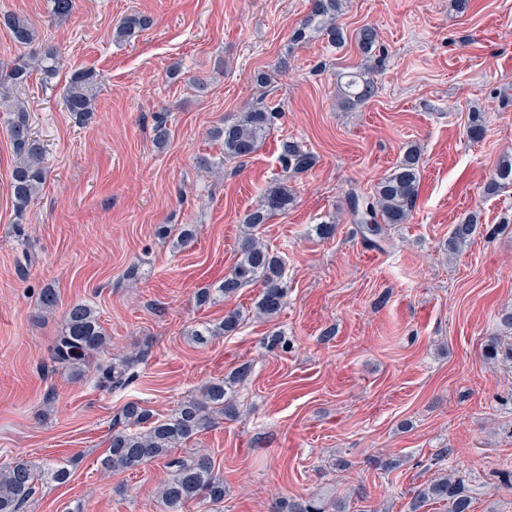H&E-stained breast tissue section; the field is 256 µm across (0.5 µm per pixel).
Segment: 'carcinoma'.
Instances as JSON below:
<instances>
[{
  "label": "carcinoma",
  "mask_w": 512,
  "mask_h": 512,
  "mask_svg": "<svg viewBox=\"0 0 512 512\" xmlns=\"http://www.w3.org/2000/svg\"><path fill=\"white\" fill-rule=\"evenodd\" d=\"M343 7L342 0H308L307 14L292 34L295 42H304L313 33L327 39L330 46L339 48L346 43L347 34L337 23ZM75 0H51V13L55 20L62 22L73 13ZM12 34L14 41L28 48L38 40V34L25 19L15 15L0 17ZM150 21L139 15L123 19L116 29L119 39L130 38L146 29ZM355 41L366 56H370L379 44L378 32L370 25H363L355 33ZM59 65L57 53L50 49L21 55L6 70L5 78L14 85L27 81L34 70L53 74ZM340 83L339 104L350 107L372 98L375 85L367 77L366 70L344 74ZM97 78L90 69L72 67L69 87L64 96L66 110L81 120L94 111ZM277 112L267 107H254L241 114L231 124L218 127L211 132L213 138L224 144V157L230 159L248 158L265 141L274 125ZM485 133V117L474 112L469 118L467 134L479 140ZM9 134L19 164L12 172L11 191L16 211L23 212L32 202L45 180L43 158L45 149L40 139L34 135L29 122L27 108L17 103L10 110ZM279 162L283 169L294 174H302L316 164L314 154L292 139L280 142ZM420 149L412 145L400 163L375 186L373 197L363 199L353 193L349 196V206L354 223L358 224L365 236L381 234L384 224H405L409 220L420 185ZM512 186V155L499 160L492 178L486 184L485 193L494 195L505 187ZM294 202V194L282 182L267 187L256 207L244 220L248 233L242 240L239 256L224 280L215 288H206L198 294L201 302L216 297L230 298L241 289L256 284L260 288L255 308L268 319L277 317L287 304L288 282L284 279L280 256L274 254L257 236L261 225L278 213L288 210ZM477 220L470 216L453 225L442 249L456 255L474 238ZM58 305V293L47 286L39 292L37 307L43 312L52 311ZM242 315L234 309L224 315V320L212 326H203L190 332L192 340L203 344L214 336H222L234 331L240 324ZM108 336L100 323L97 310L89 304L77 302L67 309L64 325L51 348L52 361L74 372L81 371L90 358L107 343ZM488 359L512 364V345L492 343L487 351ZM144 355L114 360L96 367L99 382L112 389L124 387L130 368ZM227 381L211 382L201 388L200 396L190 397L178 404L171 415L156 419L149 409L136 401L126 403L122 408V422L112 425L108 449L101 464L106 472L134 469L153 460L164 459L173 470L172 478L159 490V497L166 512H182L189 501L199 500L211 506L224 501V478L215 471L212 457L195 452L190 456L172 455V451L185 445L208 428L212 414L217 413L226 419L237 415V405L227 395ZM72 459H58L35 473L33 467L21 458L0 470V512H21L37 492V481L51 480L59 485L71 477ZM448 502V512H471L472 496L464 480L448 474L433 480L421 489L410 502L408 512H420L429 500ZM278 512H346L342 501L329 502L319 497H309L300 502L288 504L287 509Z\"/></svg>",
  "instance_id": "carcinoma-1"
}]
</instances>
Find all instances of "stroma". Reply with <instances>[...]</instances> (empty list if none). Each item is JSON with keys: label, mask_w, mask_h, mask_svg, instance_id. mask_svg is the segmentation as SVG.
Returning <instances> with one entry per match:
<instances>
[{"label": "stroma", "mask_w": 512, "mask_h": 512, "mask_svg": "<svg viewBox=\"0 0 512 512\" xmlns=\"http://www.w3.org/2000/svg\"><path fill=\"white\" fill-rule=\"evenodd\" d=\"M0 13L30 22L40 46L67 62L0 84V99L27 106L47 167L16 212L18 159L0 108V466L77 459L70 482H45L24 512H163L164 461L102 474L113 422L130 401L168 416L244 364L248 378L228 390L239 419H216L186 446L223 474L220 512H275L314 494L344 498L347 512H407L445 469L465 476L473 512H512L502 484L512 368L484 358L492 338L512 341L501 323L512 311V188L484 193L512 154V0H472L462 15L451 0H345L341 49L319 35L293 42L307 0H77L62 23L49 0H0ZM129 14L150 24L117 39ZM365 24L378 31L380 58L354 41ZM75 65L99 82L83 121L63 104ZM363 67L374 96L341 108L338 73ZM262 105L279 117L252 158L225 160L218 175L198 167V157L222 158L213 129ZM475 110L486 116L477 142L467 135ZM160 112L170 130L162 146ZM286 137L315 155L310 171H282ZM413 144L422 166L411 217L369 244L348 197L371 196ZM276 180L295 203L259 237L284 260L286 308L257 316L254 285L198 304L236 262L245 215ZM472 215L473 242L446 254L449 230ZM331 220L334 236L320 238L316 225ZM184 224L195 228L185 245L158 233ZM48 285L59 302L43 313L36 299ZM76 302L100 314L110 338L101 360L144 353L125 389L98 385L93 365L77 376L52 362ZM232 309L243 314L236 331L192 342L191 327ZM275 331L286 350L266 347ZM385 457L399 468H376Z\"/></svg>", "instance_id": "1"}]
</instances>
